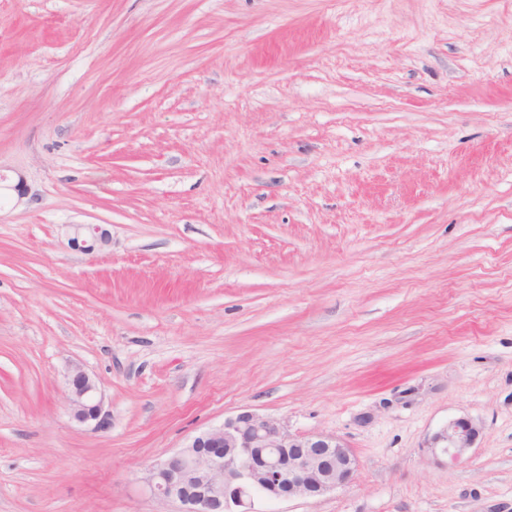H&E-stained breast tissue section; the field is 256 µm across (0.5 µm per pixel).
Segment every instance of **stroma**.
<instances>
[{
  "label": "stroma",
  "instance_id": "1",
  "mask_svg": "<svg viewBox=\"0 0 512 512\" xmlns=\"http://www.w3.org/2000/svg\"><path fill=\"white\" fill-rule=\"evenodd\" d=\"M245 409L359 460L260 512H512V0H0V512ZM77 233L84 229L88 233V237L79 242V237L71 238V244L75 247H79L81 250L87 253H93L94 251H101L106 248L109 244V234L102 229L99 225H83L77 224ZM68 402L72 418L95 432H103L112 425L109 411L104 409L95 381L81 367H73L68 376ZM479 433V425L473 419H452L429 440L428 452L436 460H446L448 464L458 463L474 447Z\"/></svg>",
  "mask_w": 512,
  "mask_h": 512
}]
</instances>
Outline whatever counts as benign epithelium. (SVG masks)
<instances>
[{
	"mask_svg": "<svg viewBox=\"0 0 512 512\" xmlns=\"http://www.w3.org/2000/svg\"><path fill=\"white\" fill-rule=\"evenodd\" d=\"M88 237L71 244L92 253L109 244L98 225H76ZM72 418L95 432L112 425L95 381L81 367L68 376ZM469 417L452 419L428 442V452L449 464L463 460L479 436ZM358 469L353 452L333 435L293 436L276 419L245 410L195 437L188 445L144 471V492L175 501L182 512H255L258 498L279 502L317 498L348 484Z\"/></svg>",
	"mask_w": 512,
	"mask_h": 512,
	"instance_id": "obj_1",
	"label": "benign epithelium"
}]
</instances>
